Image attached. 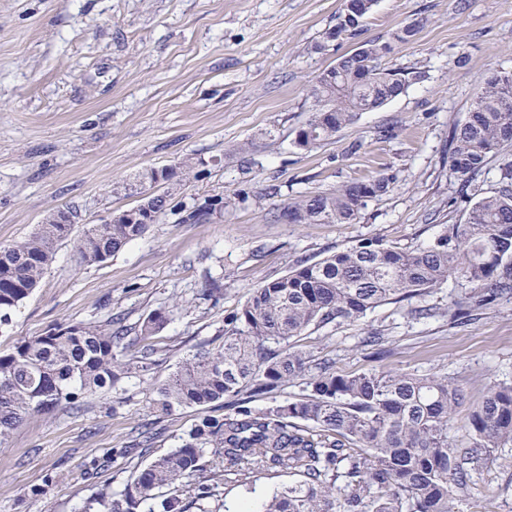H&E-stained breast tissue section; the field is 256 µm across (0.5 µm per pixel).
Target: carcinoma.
Returning <instances> with one entry per match:
<instances>
[{"instance_id":"1","label":"carcinoma","mask_w":512,"mask_h":512,"mask_svg":"<svg viewBox=\"0 0 512 512\" xmlns=\"http://www.w3.org/2000/svg\"><path fill=\"white\" fill-rule=\"evenodd\" d=\"M377 0H363L358 18L322 33L317 48L361 34ZM420 20L405 21L384 41L368 40L336 59L311 80L309 117L294 147L309 150L353 124L369 104L381 108L404 94L420 73L385 67L382 50L407 43ZM512 71L492 73L465 118L448 133V162L461 182L464 219L445 224L431 239L401 248L379 237L360 240L320 260L300 258L289 272L250 289L240 311L224 319V341L213 351L185 354L155 389L162 415L199 410L181 445L132 472L119 492L106 486L82 512H214L221 481L240 483L269 472L287 473L260 512H462L467 465L494 448L512 445V386H494L469 413L457 439L448 428L465 401L446 378L384 370L341 374L332 361L318 362L294 339L312 327L358 323L389 301L410 300L450 280L463 281L470 296L448 309L455 324L512 295ZM497 159V188L477 178ZM196 168L191 157L174 167L146 168L137 184L116 192L130 196L164 186L166 207L152 211L157 223L174 209L183 177ZM395 176L378 174L274 209L271 220L289 224H351L368 202L387 194ZM222 200L206 199L180 211L183 224H202ZM39 224L24 242L0 246V325L29 298L59 245L71 239L69 223ZM146 224H91L73 240L80 263L102 264L142 237ZM148 316L141 340L167 323ZM154 349L122 343L112 324L60 325L0 350V446L29 416L78 409L83 399L114 390L122 379L145 375ZM303 386L300 397L257 410L282 387ZM227 411L211 415L215 408Z\"/></svg>"}]
</instances>
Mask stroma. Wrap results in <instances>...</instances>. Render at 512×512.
Returning <instances> with one entry per match:
<instances>
[{
  "instance_id": "stroma-1",
  "label": "stroma",
  "mask_w": 512,
  "mask_h": 512,
  "mask_svg": "<svg viewBox=\"0 0 512 512\" xmlns=\"http://www.w3.org/2000/svg\"><path fill=\"white\" fill-rule=\"evenodd\" d=\"M343 0H0V244L27 239L46 215L72 208L74 235L135 205L116 182L183 157L199 174L181 207L231 197L204 224L167 213L107 262L80 264L72 242L56 251L41 283L0 328V349L66 323L118 316L138 342L144 319L169 314L156 364L79 411L35 415L0 446V512H81L102 485L122 489L130 472L180 444L197 413L157 418L155 381L187 350L222 344L224 320L261 281L296 259H321L365 237L403 248L460 221L459 182L448 168V132L491 73L512 71V0H378L360 38L317 49ZM416 18L414 39L389 67L420 72L406 93L361 113L336 138L292 145L308 117L309 80L361 41L384 39ZM380 173L392 191L352 224H285L274 208L299 196ZM222 291L205 297L212 278ZM470 293L451 281L388 303L364 321L310 329L299 345L337 370L373 363L361 339L380 333L385 368L462 385L468 406L512 385V298L465 325L448 308ZM435 309L415 319L412 306ZM158 434L132 446L143 424ZM284 475L226 480L220 512H260ZM467 512H512V446L479 465L463 490Z\"/></svg>"
}]
</instances>
